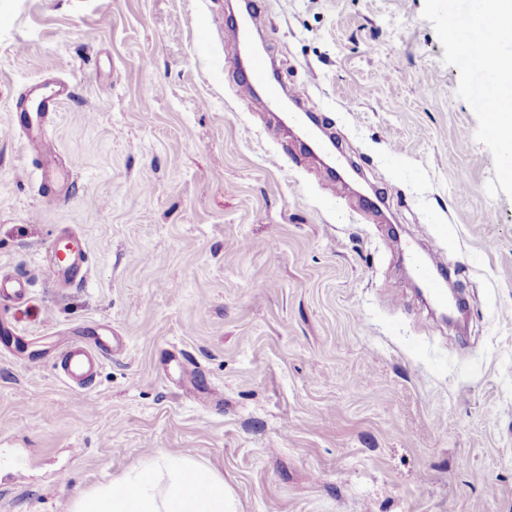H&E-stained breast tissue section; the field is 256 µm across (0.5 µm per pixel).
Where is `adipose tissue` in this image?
Here are the masks:
<instances>
[{
    "instance_id": "ef3b65f1",
    "label": "adipose tissue",
    "mask_w": 512,
    "mask_h": 512,
    "mask_svg": "<svg viewBox=\"0 0 512 512\" xmlns=\"http://www.w3.org/2000/svg\"><path fill=\"white\" fill-rule=\"evenodd\" d=\"M495 33L481 61L500 98L492 123L498 130L501 164L512 168V0H484ZM72 512H235L224 479L186 454H162L126 473L121 481L79 497Z\"/></svg>"
}]
</instances>
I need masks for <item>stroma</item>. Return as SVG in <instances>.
<instances>
[{
    "instance_id": "35a3bbf8",
    "label": "stroma",
    "mask_w": 512,
    "mask_h": 512,
    "mask_svg": "<svg viewBox=\"0 0 512 512\" xmlns=\"http://www.w3.org/2000/svg\"><path fill=\"white\" fill-rule=\"evenodd\" d=\"M257 36L323 140L236 93L227 0H0V512H70L162 453L237 512H512V181L438 0H263ZM70 174L43 187L17 95ZM152 101L150 110L139 107ZM65 228L90 275L41 273ZM436 252L461 326L403 250ZM111 323L125 349L72 390L54 357ZM27 281L19 277H6L0 273V297L22 301L28 297Z\"/></svg>"
}]
</instances>
